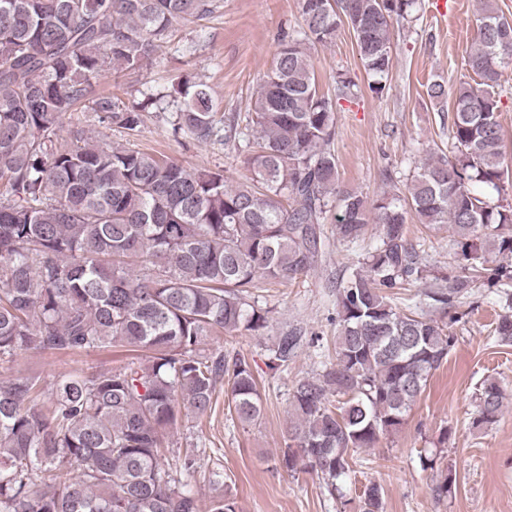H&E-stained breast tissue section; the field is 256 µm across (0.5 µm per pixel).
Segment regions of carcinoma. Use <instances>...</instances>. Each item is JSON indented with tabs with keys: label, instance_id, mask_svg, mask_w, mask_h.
<instances>
[{
	"label": "carcinoma",
	"instance_id": "1",
	"mask_svg": "<svg viewBox=\"0 0 512 512\" xmlns=\"http://www.w3.org/2000/svg\"><path fill=\"white\" fill-rule=\"evenodd\" d=\"M218 8V0H0V361L115 346L145 356L64 374L46 405L34 403L39 378L0 379V512H199L189 483L198 455L189 449L167 466V430L186 412H210L225 376L240 422L262 412L250 362L203 344L265 334L268 311L252 289L310 270L333 209L336 239L357 243L376 223L379 242L337 288L336 362L294 386V446L282 451L283 468L301 464L344 497L351 452L402 427L453 346L446 324L389 297L427 279L408 214L451 225L460 261V274L427 286L422 304L451 310L482 280L507 309L491 333L512 340V204L487 194L512 186L495 92L512 63V20L493 0H480L465 58L476 80L453 91L454 158L421 164L403 193L370 201L336 192V101L356 97L358 85L339 73L336 98L321 93L310 49L348 28L379 98L393 25L420 0H298L302 31L280 46L242 129L216 111L205 82L173 84L175 132L243 141L246 183L79 132L54 143L66 114L83 106L139 135L143 107L95 96L94 84L110 70L141 69L176 26ZM490 254L502 261L489 265ZM296 345L279 337L271 359L288 362ZM504 400L485 379L472 427L495 423ZM383 508L382 486L365 485L358 512ZM210 512H236V503L218 492Z\"/></svg>",
	"mask_w": 512,
	"mask_h": 512
}]
</instances>
